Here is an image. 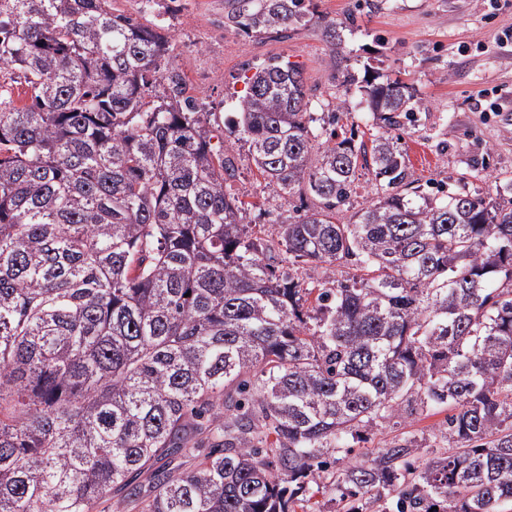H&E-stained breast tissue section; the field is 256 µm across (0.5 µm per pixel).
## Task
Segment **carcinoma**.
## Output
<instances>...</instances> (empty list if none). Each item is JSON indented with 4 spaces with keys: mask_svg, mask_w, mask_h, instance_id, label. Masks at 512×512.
Here are the masks:
<instances>
[{
    "mask_svg": "<svg viewBox=\"0 0 512 512\" xmlns=\"http://www.w3.org/2000/svg\"><path fill=\"white\" fill-rule=\"evenodd\" d=\"M111 2L0 0V64L32 91L0 99V512H313L317 492L343 512H504L512 178L424 190L410 86L367 83V143L337 112L316 127L302 70L272 57L234 127L264 180L314 204L257 237L165 27ZM236 2L246 33L319 25L352 84L350 18ZM360 170L373 197L341 223ZM444 410L454 451L416 457L410 426Z\"/></svg>",
    "mask_w": 512,
    "mask_h": 512,
    "instance_id": "1",
    "label": "carcinoma"
}]
</instances>
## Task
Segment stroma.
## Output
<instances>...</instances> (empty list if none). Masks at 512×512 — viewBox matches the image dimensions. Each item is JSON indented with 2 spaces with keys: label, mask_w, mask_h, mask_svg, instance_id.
<instances>
[{
  "label": "stroma",
  "mask_w": 512,
  "mask_h": 512,
  "mask_svg": "<svg viewBox=\"0 0 512 512\" xmlns=\"http://www.w3.org/2000/svg\"><path fill=\"white\" fill-rule=\"evenodd\" d=\"M372 2L342 32L355 76L345 87L331 40L314 23L246 35L227 19L234 0H112L124 14L165 26L171 59L236 158L232 189L250 204L248 223L269 234L300 200L280 195L259 175L231 121L249 67L275 56L302 69L313 112L351 113L362 132L373 116L361 85L380 73L412 85L423 108L404 143L421 183L492 193L512 177V0Z\"/></svg>",
  "instance_id": "1"
}]
</instances>
